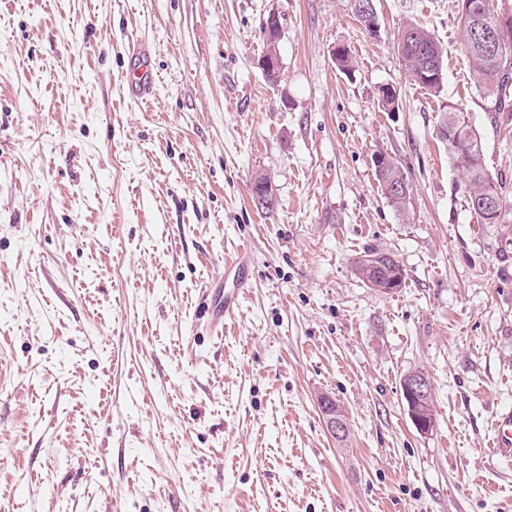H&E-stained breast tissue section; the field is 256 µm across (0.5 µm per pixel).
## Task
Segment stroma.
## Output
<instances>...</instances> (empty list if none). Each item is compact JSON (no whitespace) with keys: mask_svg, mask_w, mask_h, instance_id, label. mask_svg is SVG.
Segmentation results:
<instances>
[{"mask_svg":"<svg viewBox=\"0 0 512 512\" xmlns=\"http://www.w3.org/2000/svg\"><path fill=\"white\" fill-rule=\"evenodd\" d=\"M376 7L371 32L351 0H0V512H512L492 446L512 409V113L470 78L458 0ZM410 22L444 49L441 93L405 71ZM139 41L145 103L124 86ZM451 103L502 184L497 223L437 135ZM379 153L413 187L407 213ZM262 174L271 212L251 199ZM241 249L248 285L211 327L207 288ZM369 251L402 288L358 279ZM416 370L428 435L401 391ZM280 35L269 37L270 45L266 53L259 59V66L267 79L279 77L282 69V62L278 48ZM383 158L384 159L381 162L382 166L380 168H377L376 163L374 165L376 178L380 185L381 191L395 208L401 212H405L411 199V184L407 178V175L400 167L398 162L392 158H387L384 154ZM401 181H406L408 184V194L406 196L403 194L397 195L393 191L394 185L400 183ZM386 254L384 252H369L361 257L358 258L356 262V274L358 278L368 287V288H374L376 291L382 292V293H390L392 290L397 288H402V285L404 283V277L400 276L403 274L402 268L400 265L391 266V269L393 270L391 272V276L393 277V280H399L400 281L394 285L390 284V279L387 277H381V279H378V277L370 275L368 273V268L377 270L378 268L383 269V265L378 263L375 259L380 260H388L386 257ZM381 258V259H379ZM373 262L369 263L370 261ZM369 263V264H368ZM368 264V268H367ZM402 392L408 406V414L415 429L421 434L432 432L435 422V412L427 410L428 403L434 396L432 383L427 374L421 371L413 372L404 377ZM317 403L328 434L336 441L346 439L349 427L344 411L336 399L322 394L317 398Z\"/></svg>","mask_w":512,"mask_h":512,"instance_id":"stroma-1","label":"stroma"}]
</instances>
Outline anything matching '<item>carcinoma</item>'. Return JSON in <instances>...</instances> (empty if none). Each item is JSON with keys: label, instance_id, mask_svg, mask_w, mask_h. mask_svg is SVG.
Listing matches in <instances>:
<instances>
[{"label": "carcinoma", "instance_id": "1", "mask_svg": "<svg viewBox=\"0 0 512 512\" xmlns=\"http://www.w3.org/2000/svg\"><path fill=\"white\" fill-rule=\"evenodd\" d=\"M485 0H470L474 9L460 12L463 31L462 46L472 63L473 80L476 87L489 99L493 112H512V49L499 53L490 47L488 36L495 22L493 13L482 7ZM399 52L408 77L425 90L437 94L444 87V51L435 38L423 27L405 25L399 31ZM439 138L450 148L448 155L463 175V190L467 201L478 198H494L500 201L497 207L486 209L478 216L486 224L496 223L503 209L501 187L486 168L485 155L479 133L465 120L463 108L455 103L446 106L442 113ZM381 191L389 202L404 212L411 195L395 194V184L407 180V175L398 162L384 158L381 167L375 169ZM386 259L384 252H369L358 258L356 274L369 288L382 293L402 287L403 282L390 284L388 278H378L368 273L367 264L374 259Z\"/></svg>", "mask_w": 512, "mask_h": 512}]
</instances>
